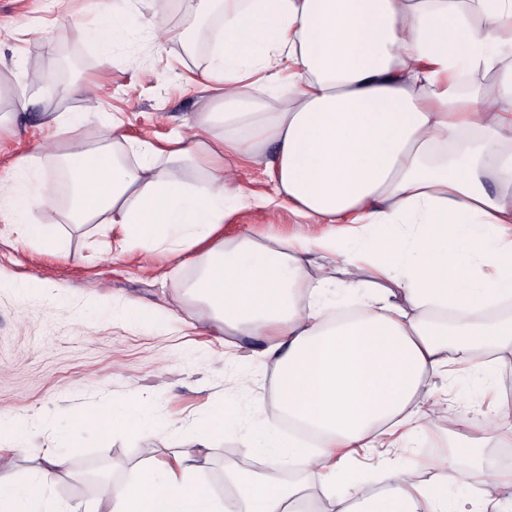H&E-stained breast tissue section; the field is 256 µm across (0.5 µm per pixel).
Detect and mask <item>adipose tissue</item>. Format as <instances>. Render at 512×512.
Here are the masks:
<instances>
[{"label":"adipose tissue","mask_w":512,"mask_h":512,"mask_svg":"<svg viewBox=\"0 0 512 512\" xmlns=\"http://www.w3.org/2000/svg\"><path fill=\"white\" fill-rule=\"evenodd\" d=\"M471 2L467 11L456 0H198V12L224 20L203 74L223 83L222 111L199 114L188 148L130 138L113 120L98 146L33 155L7 188L22 241L62 249L57 225L29 219L45 202L30 174L62 167L69 223L118 228L131 250H199L190 293L225 328L262 337L280 412L311 435L283 436L255 407L254 445L274 466L306 461L327 478L337 449L392 447L398 428L426 432L433 377L461 371L488 383L495 353L512 352V315L468 320L512 302V64L498 52L512 35V0ZM129 4L111 0L100 15L103 54L124 33ZM475 70L496 72V82L460 92L461 74ZM269 142L280 195L329 232L215 241L227 202L241 200L226 159ZM191 168L207 179L186 180ZM347 237L357 243L347 264L360 314L333 323L319 260ZM301 285L311 290L305 303L294 296ZM237 422L232 408L218 409L194 424L196 447L166 463L147 449L148 464L123 483H100L85 512H308L297 485L255 471L230 472L231 493L213 495L202 450ZM74 428L151 430L143 411L110 406L79 413ZM69 460L42 449L24 483L0 460V512H51L46 491ZM433 467L437 482L409 484L383 457L386 487L332 499L329 512H512L482 465L444 458ZM460 484L472 494L449 499Z\"/></svg>","instance_id":"ef3b65f1"}]
</instances>
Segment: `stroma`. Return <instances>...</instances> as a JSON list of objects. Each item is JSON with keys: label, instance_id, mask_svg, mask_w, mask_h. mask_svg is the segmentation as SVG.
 I'll use <instances>...</instances> for the list:
<instances>
[{"label": "stroma", "instance_id": "obj_1", "mask_svg": "<svg viewBox=\"0 0 512 512\" xmlns=\"http://www.w3.org/2000/svg\"><path fill=\"white\" fill-rule=\"evenodd\" d=\"M109 0H0V181L10 182L38 151H66L96 145L102 128L92 122L64 132L48 126V117L82 111L93 97L98 112L114 116L125 132L160 146L192 139L199 113L218 101L220 85L205 81L210 51L186 47L143 22L155 0H132L130 35L102 56L94 40L97 16ZM87 83L86 96H68L72 83ZM272 148L239 161L233 187L246 204L228 209L218 236L230 241L246 232L316 237L322 224H305L288 204L271 206L277 186L266 163ZM32 217L58 225L62 252L19 241L9 208L0 209V418L31 427L33 443L61 446L72 438L70 468L47 490L62 512L87 506L90 493L75 488L83 465L108 462L112 478L128 479L141 461L142 448H155L160 459L192 447V425L225 404L238 409V424L207 449L206 468L217 497L228 486L223 475L247 465L268 471L267 457L252 438V409L264 404L277 418L272 364L260 363L257 342L224 330L210 309L187 288L199 273L196 253L122 250L115 233L98 224L67 223L59 203H46ZM50 283L45 292L19 291L30 279ZM129 303L153 311V321L115 318ZM499 385L484 389L461 377L432 379L431 430L399 440L393 454L407 481L428 479L419 464L464 452L463 436L478 414L493 416L512 390V365L502 364ZM455 401H447L446 389ZM113 403L150 411L156 430L149 438L124 432L74 433L77 412ZM176 423L179 435L168 425ZM377 449L362 448L322 489L318 477L298 470L304 495L345 496L384 485Z\"/></svg>", "mask_w": 512, "mask_h": 512}]
</instances>
